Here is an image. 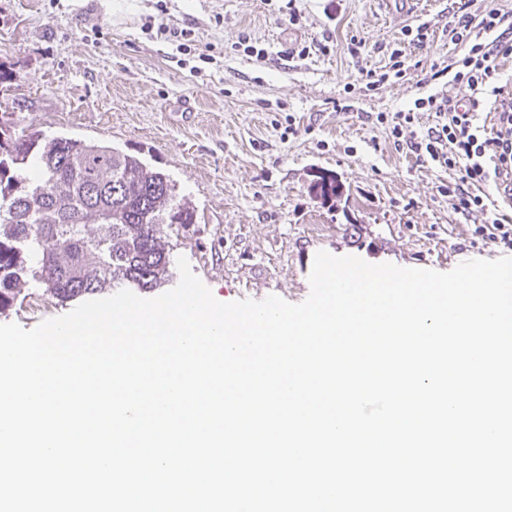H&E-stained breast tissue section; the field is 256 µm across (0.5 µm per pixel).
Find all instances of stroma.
I'll list each match as a JSON object with an SVG mask.
<instances>
[{
    "label": "stroma",
    "instance_id": "1",
    "mask_svg": "<svg viewBox=\"0 0 512 512\" xmlns=\"http://www.w3.org/2000/svg\"><path fill=\"white\" fill-rule=\"evenodd\" d=\"M129 2L116 15L113 0H0V71L12 76L0 113L168 174L196 211L171 232L170 256L186 257L217 300L302 302L321 250L439 272L500 258L475 237V216L438 193L453 172L396 150L377 119L438 91L460 94L428 80L432 64L467 51L442 34L449 0H416L397 15L380 0H167L164 15L195 30L186 54L150 37L148 23L164 16L157 0ZM420 24L432 35L408 51L406 74L367 89L363 71L385 66L384 46ZM244 35L265 58L244 54ZM325 37L331 53L288 54ZM322 175L336 177L340 198L314 192ZM74 307L33 282L0 324L31 329Z\"/></svg>",
    "mask_w": 512,
    "mask_h": 512
}]
</instances>
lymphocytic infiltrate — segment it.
<instances>
[{"label": "lymphocytic infiltrate", "instance_id": "lymphocytic-infiltrate-1", "mask_svg": "<svg viewBox=\"0 0 512 512\" xmlns=\"http://www.w3.org/2000/svg\"><path fill=\"white\" fill-rule=\"evenodd\" d=\"M443 33L469 50L433 75L450 76L465 97L435 93L417 98L411 109L385 116L388 134L395 149L456 171L457 179L440 185L439 193L453 210L482 215L478 237L512 251V216L502 210L512 202V93L498 81L500 61L512 58V11L493 8L475 14L460 5L449 10ZM484 109L493 112V124L481 122ZM421 110L435 115L434 125L422 134L414 129ZM487 183L494 185L496 198L480 195Z\"/></svg>", "mask_w": 512, "mask_h": 512}]
</instances>
